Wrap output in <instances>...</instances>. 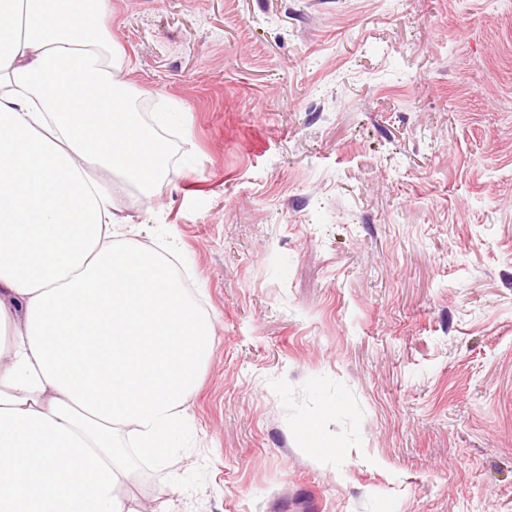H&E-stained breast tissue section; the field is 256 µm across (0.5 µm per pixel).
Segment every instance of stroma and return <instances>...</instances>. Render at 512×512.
Listing matches in <instances>:
<instances>
[{
    "instance_id": "obj_1",
    "label": "stroma",
    "mask_w": 512,
    "mask_h": 512,
    "mask_svg": "<svg viewBox=\"0 0 512 512\" xmlns=\"http://www.w3.org/2000/svg\"><path fill=\"white\" fill-rule=\"evenodd\" d=\"M214 320L148 512H512V0H107ZM315 422V434L303 426ZM321 449H314V442Z\"/></svg>"
}]
</instances>
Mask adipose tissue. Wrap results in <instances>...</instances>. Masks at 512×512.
<instances>
[{
    "label": "adipose tissue",
    "instance_id": "obj_1",
    "mask_svg": "<svg viewBox=\"0 0 512 512\" xmlns=\"http://www.w3.org/2000/svg\"><path fill=\"white\" fill-rule=\"evenodd\" d=\"M105 0H0V512H140L213 339L112 198L169 175L117 74Z\"/></svg>",
    "mask_w": 512,
    "mask_h": 512
}]
</instances>
